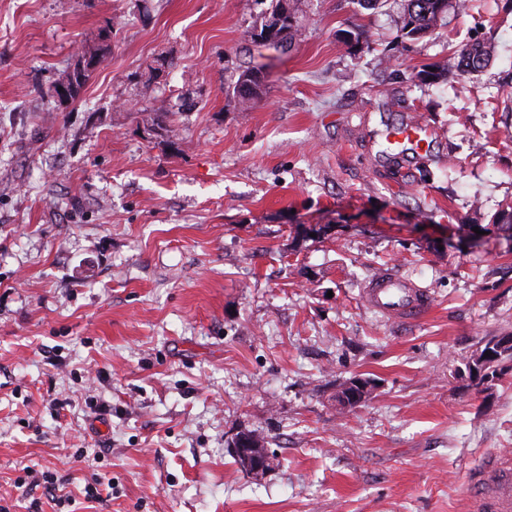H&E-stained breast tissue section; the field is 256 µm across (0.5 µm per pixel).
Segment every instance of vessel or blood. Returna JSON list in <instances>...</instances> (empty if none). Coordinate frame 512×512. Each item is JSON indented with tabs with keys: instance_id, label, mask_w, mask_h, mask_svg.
Segmentation results:
<instances>
[{
	"instance_id": "vessel-or-blood-1",
	"label": "vessel or blood",
	"mask_w": 512,
	"mask_h": 512,
	"mask_svg": "<svg viewBox=\"0 0 512 512\" xmlns=\"http://www.w3.org/2000/svg\"><path fill=\"white\" fill-rule=\"evenodd\" d=\"M366 307L382 312L399 323L419 319L431 306L429 291L396 275L376 276L362 295ZM474 512H512V458L491 455L474 477Z\"/></svg>"
}]
</instances>
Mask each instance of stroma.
<instances>
[{
	"instance_id": "1",
	"label": "stroma",
	"mask_w": 512,
	"mask_h": 512,
	"mask_svg": "<svg viewBox=\"0 0 512 512\" xmlns=\"http://www.w3.org/2000/svg\"><path fill=\"white\" fill-rule=\"evenodd\" d=\"M292 2L275 50L255 0H0L6 512H468L470 474L512 453V363L488 389L465 367L512 336V0L408 47L402 0ZM475 41L493 57L460 71ZM255 65L261 97L228 105ZM415 122L427 143L389 145ZM387 270L428 313L363 305ZM353 377L372 394L339 409ZM269 7L261 12L255 22L253 37L267 44L270 42L273 47H290L299 34L298 26L295 24V12L288 4V0H269ZM287 14L286 17L283 16ZM280 27L273 33L278 23ZM253 437L255 439L256 443H261L262 448H265L264 446V438L260 437L256 433L253 432ZM235 444L233 446L235 448H232L234 452L237 454V456L241 459L242 464H240V461L235 456L236 462L239 464V466L246 471L247 475L250 476H259L260 474L267 471L266 469V462L265 459L269 458V453L267 451V448H265L264 458H260L256 453L253 452L254 448H249L248 442L245 440L244 437L237 436L234 438Z\"/></svg>"
}]
</instances>
